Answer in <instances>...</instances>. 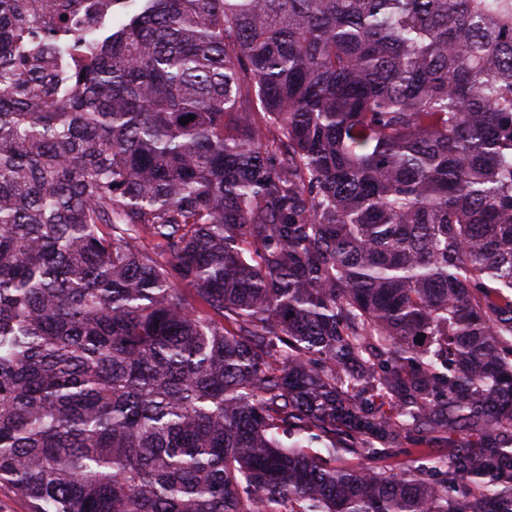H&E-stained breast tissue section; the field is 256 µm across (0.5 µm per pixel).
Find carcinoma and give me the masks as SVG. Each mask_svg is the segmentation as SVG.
I'll return each mask as SVG.
<instances>
[{
  "instance_id": "cac0c4a2",
  "label": "carcinoma",
  "mask_w": 512,
  "mask_h": 512,
  "mask_svg": "<svg viewBox=\"0 0 512 512\" xmlns=\"http://www.w3.org/2000/svg\"><path fill=\"white\" fill-rule=\"evenodd\" d=\"M82 8L0 0V484L28 512L512 502V0ZM457 425L484 441L438 481L336 466Z\"/></svg>"
}]
</instances>
